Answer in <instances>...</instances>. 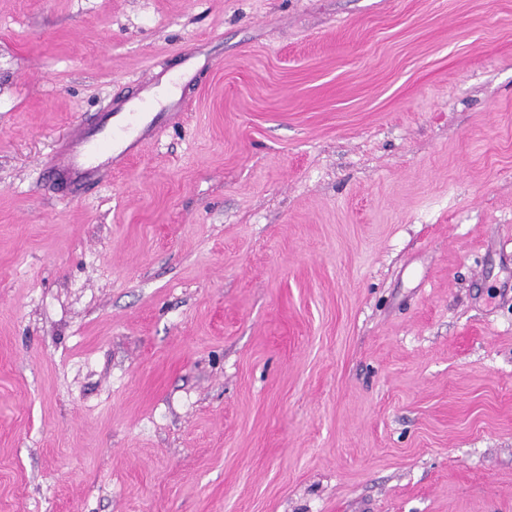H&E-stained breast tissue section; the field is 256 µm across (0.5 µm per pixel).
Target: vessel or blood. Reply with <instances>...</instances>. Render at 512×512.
Masks as SVG:
<instances>
[{
	"mask_svg": "<svg viewBox=\"0 0 512 512\" xmlns=\"http://www.w3.org/2000/svg\"><path fill=\"white\" fill-rule=\"evenodd\" d=\"M180 80L177 74L165 80L156 73L149 75L141 83L140 97L112 103L94 121L73 127L54 156L55 180L85 190L96 187L103 172L123 170L155 135L156 123L149 118L154 101L162 98L168 102L167 117L171 120L186 111L177 93Z\"/></svg>",
	"mask_w": 512,
	"mask_h": 512,
	"instance_id": "1",
	"label": "vessel or blood"
}]
</instances>
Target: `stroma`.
Wrapping results in <instances>:
<instances>
[{
  "label": "stroma",
  "mask_w": 512,
  "mask_h": 512,
  "mask_svg": "<svg viewBox=\"0 0 512 512\" xmlns=\"http://www.w3.org/2000/svg\"><path fill=\"white\" fill-rule=\"evenodd\" d=\"M0 512H512V0H0ZM188 60L184 56L178 62L182 70L166 80L162 94L156 91L163 80L160 74H149L140 85L142 96L112 102L94 121L73 127L54 156V179L66 187L85 190L96 187L103 172L123 170L155 135L154 118L148 120L154 101L165 99L169 103L170 112H158L169 120L179 119L187 110L177 87Z\"/></svg>",
  "instance_id": "1"
}]
</instances>
